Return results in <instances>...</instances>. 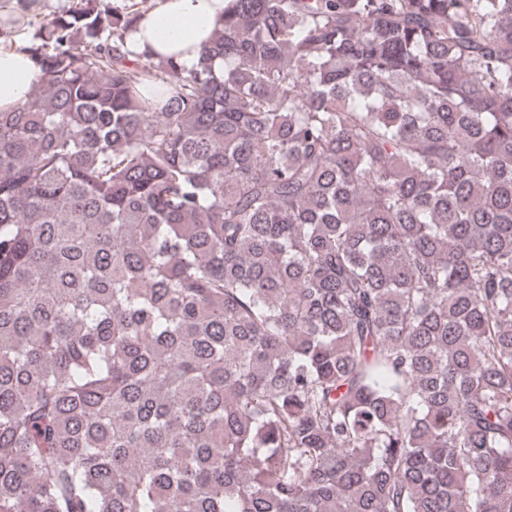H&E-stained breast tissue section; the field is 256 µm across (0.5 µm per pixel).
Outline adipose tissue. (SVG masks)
I'll list each match as a JSON object with an SVG mask.
<instances>
[{"label":"adipose tissue","instance_id":"obj_1","mask_svg":"<svg viewBox=\"0 0 512 512\" xmlns=\"http://www.w3.org/2000/svg\"><path fill=\"white\" fill-rule=\"evenodd\" d=\"M228 0H158L126 37L134 52L151 51L190 65L202 45L212 38L224 19ZM40 72L24 44L0 52V109L25 100Z\"/></svg>","mask_w":512,"mask_h":512}]
</instances>
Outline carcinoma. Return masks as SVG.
<instances>
[{"instance_id":"1","label":"carcinoma","mask_w":512,"mask_h":512,"mask_svg":"<svg viewBox=\"0 0 512 512\" xmlns=\"http://www.w3.org/2000/svg\"><path fill=\"white\" fill-rule=\"evenodd\" d=\"M152 8L0 110V512H512V0ZM228 0H158L126 37L134 52L151 51L190 66L224 20Z\"/></svg>"}]
</instances>
